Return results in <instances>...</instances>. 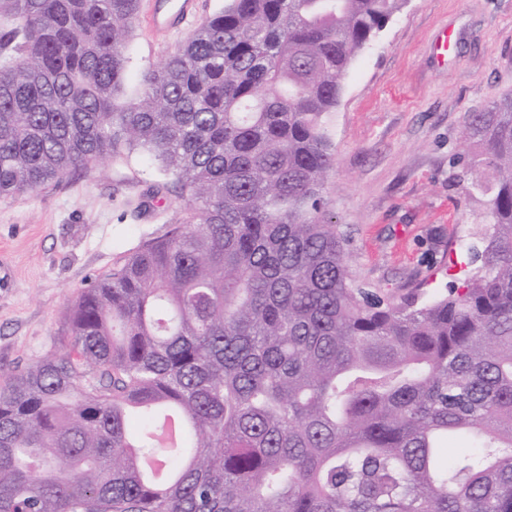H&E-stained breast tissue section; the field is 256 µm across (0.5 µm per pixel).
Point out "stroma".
<instances>
[{
    "instance_id": "35a3bbf8",
    "label": "stroma",
    "mask_w": 512,
    "mask_h": 512,
    "mask_svg": "<svg viewBox=\"0 0 512 512\" xmlns=\"http://www.w3.org/2000/svg\"><path fill=\"white\" fill-rule=\"evenodd\" d=\"M453 43L447 64L434 44ZM185 33L136 28L127 92ZM512 96V0H407L353 61L328 116L336 166L324 197L346 239L352 278L387 296L444 290L468 267L489 227L467 170L468 113ZM145 155L111 156L34 193L0 197V381L58 345L88 276L185 223L188 196Z\"/></svg>"
}]
</instances>
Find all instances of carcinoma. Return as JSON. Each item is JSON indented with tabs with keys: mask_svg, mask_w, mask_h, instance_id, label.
<instances>
[{
	"mask_svg": "<svg viewBox=\"0 0 512 512\" xmlns=\"http://www.w3.org/2000/svg\"><path fill=\"white\" fill-rule=\"evenodd\" d=\"M403 3L224 0L128 98L138 0H0V196L142 152L192 202L0 385V512H512V97L466 117L491 224L447 292L357 283L323 196Z\"/></svg>",
	"mask_w": 512,
	"mask_h": 512,
	"instance_id": "1",
	"label": "carcinoma"
}]
</instances>
